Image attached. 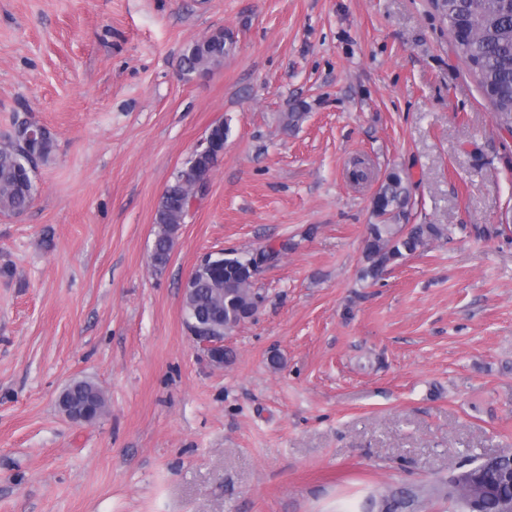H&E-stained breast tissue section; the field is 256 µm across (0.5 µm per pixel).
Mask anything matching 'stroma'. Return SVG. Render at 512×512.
<instances>
[{"label":"stroma","instance_id":"stroma-1","mask_svg":"<svg viewBox=\"0 0 512 512\" xmlns=\"http://www.w3.org/2000/svg\"><path fill=\"white\" fill-rule=\"evenodd\" d=\"M218 30L223 64L183 75ZM23 121L55 147L0 214V512H346L512 451V133L429 0H0V142ZM218 123L155 269L162 194ZM393 169L409 223L448 234L370 284ZM267 247L266 300L210 363L183 285L204 254ZM78 378L107 401L89 424L57 404Z\"/></svg>","mask_w":512,"mask_h":512}]
</instances>
